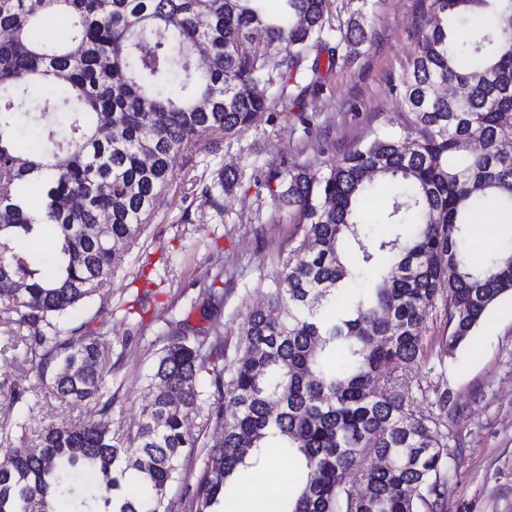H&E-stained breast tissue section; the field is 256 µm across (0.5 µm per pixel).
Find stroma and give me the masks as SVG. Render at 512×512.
<instances>
[{
	"mask_svg": "<svg viewBox=\"0 0 512 512\" xmlns=\"http://www.w3.org/2000/svg\"><path fill=\"white\" fill-rule=\"evenodd\" d=\"M330 10L338 25L357 21L367 31L359 45L341 47L338 65L321 61L319 91L307 96L299 109L325 126V134L304 135L291 121L271 120L260 114L253 125L231 142H219L215 154L204 145L179 155L164 204L147 224L137 244L124 254L103 288L90 303L76 308L71 319L87 323V332L101 345L104 365L118 364L115 379L119 398L112 407V431L125 434L131 420L150 398L147 376L160 348L156 336L168 320L191 326H221L224 343L234 348L241 322L238 292L225 294L222 305L210 302L208 286L218 272L236 273L251 288L250 302L267 299L254 285L293 227L290 218L271 202H257L254 189H234L224 197L223 213L202 197L189 195L190 183H210L220 167L240 165L243 155L257 150L260 161L276 165L321 162L328 147H345L371 140L375 134L397 128L401 110L390 85L400 80L418 42L431 25L429 0H332ZM267 222L264 234L246 231L255 208ZM190 222H182L183 212ZM165 254L168 264H156L157 296L142 325L133 329L127 350L110 341L119 315L110 314L133 300V280L145 255ZM444 319L428 323L424 345L428 357L402 373L404 384L416 388L431 382L448 393V451L452 478L446 512H512V298L493 306L474 336L455 350H447ZM124 360H117V353ZM29 391L39 405L26 433L16 445H34L42 427L78 424L92 419L87 406H71L51 395L35 364L0 357V425L10 427L24 411L11 398L13 390Z\"/></svg>",
	"mask_w": 512,
	"mask_h": 512,
	"instance_id": "stroma-1",
	"label": "stroma"
}]
</instances>
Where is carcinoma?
I'll return each mask as SVG.
<instances>
[{"mask_svg": "<svg viewBox=\"0 0 512 512\" xmlns=\"http://www.w3.org/2000/svg\"><path fill=\"white\" fill-rule=\"evenodd\" d=\"M0 0V332L13 359L34 362L50 391L107 416L118 399L100 368L98 341L72 309L103 286L171 184L177 155L207 136L226 140L254 117L288 115L319 89L318 59H340L365 39L358 22L336 27L330 0ZM438 22L419 41L404 76L392 134H376L313 167L224 169L201 194L220 214L224 192L249 180L293 213L288 248L269 254L257 281L267 307L249 309L233 356L220 326L170 321L148 379L154 386L124 437L109 425H49L36 446L7 447L0 512H52L82 471L100 478L95 505L73 512H174L168 497L182 463L209 448L217 464L198 481L191 512H218L226 496L265 466L269 439L299 463L297 492L276 512H444L450 474L448 395L435 412L411 408L396 371L425 358L423 335L443 310L448 349L467 342L487 311L512 296V245L471 258L468 224L487 204L512 216V0H430ZM63 16L64 40L32 38ZM494 17L467 43L448 18ZM470 86L464 98L433 88ZM176 83L178 91L171 90ZM39 95L37 109L30 95ZM25 116L40 149L18 151ZM484 141L480 154L471 142ZM387 183L383 223L372 238L359 213L371 178ZM111 222L95 230L103 215ZM53 226L55 274L14 242ZM13 400L26 431L38 401ZM197 414L201 431L185 428ZM219 436L209 445L206 432Z\"/></svg>", "mask_w": 512, "mask_h": 512, "instance_id": "carcinoma-1", "label": "carcinoma"}]
</instances>
